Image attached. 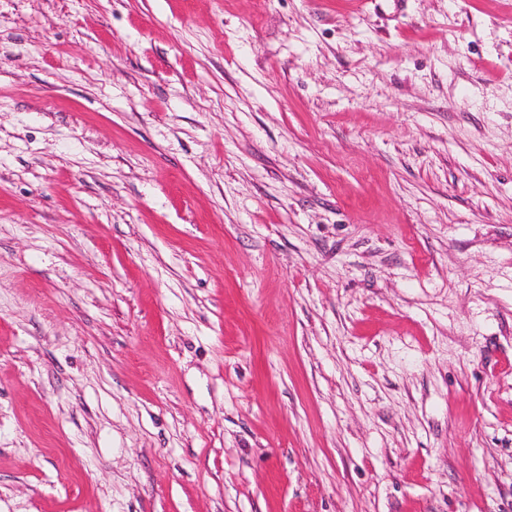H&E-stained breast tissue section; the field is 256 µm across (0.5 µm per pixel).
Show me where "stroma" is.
I'll return each instance as SVG.
<instances>
[{"instance_id": "35a3bbf8", "label": "stroma", "mask_w": 512, "mask_h": 512, "mask_svg": "<svg viewBox=\"0 0 512 512\" xmlns=\"http://www.w3.org/2000/svg\"><path fill=\"white\" fill-rule=\"evenodd\" d=\"M0 512H512V0H0Z\"/></svg>"}]
</instances>
